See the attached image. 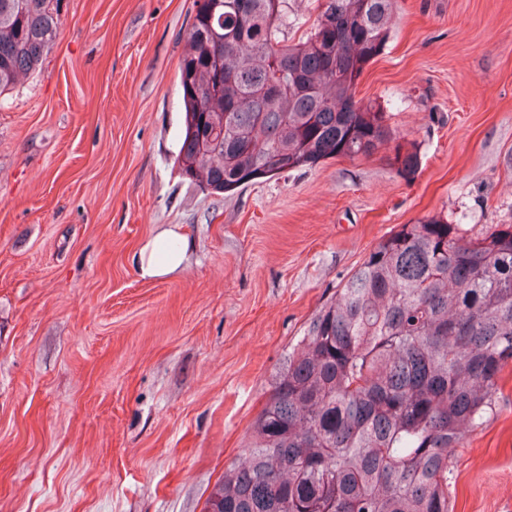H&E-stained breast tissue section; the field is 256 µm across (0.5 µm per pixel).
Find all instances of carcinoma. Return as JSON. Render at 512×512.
Masks as SVG:
<instances>
[{
	"mask_svg": "<svg viewBox=\"0 0 512 512\" xmlns=\"http://www.w3.org/2000/svg\"><path fill=\"white\" fill-rule=\"evenodd\" d=\"M53 0H0V95L41 65ZM397 0H318L298 41L286 0H195L179 60L181 175L215 193L382 149L419 169L356 99ZM512 365V225L467 237L428 217L381 241L283 356L205 512H451L450 463Z\"/></svg>",
	"mask_w": 512,
	"mask_h": 512,
	"instance_id": "carcinoma-1",
	"label": "carcinoma"
}]
</instances>
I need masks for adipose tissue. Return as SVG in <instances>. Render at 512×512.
Returning a JSON list of instances; mask_svg holds the SVG:
<instances>
[{
    "instance_id": "obj_1",
    "label": "adipose tissue",
    "mask_w": 512,
    "mask_h": 512,
    "mask_svg": "<svg viewBox=\"0 0 512 512\" xmlns=\"http://www.w3.org/2000/svg\"><path fill=\"white\" fill-rule=\"evenodd\" d=\"M188 247L187 237L177 228H163L134 253L133 261L141 278L167 277L182 269Z\"/></svg>"
}]
</instances>
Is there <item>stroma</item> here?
I'll list each match as a JSON object with an SVG mask.
<instances>
[{"label": "stroma", "instance_id": "stroma-1", "mask_svg": "<svg viewBox=\"0 0 512 512\" xmlns=\"http://www.w3.org/2000/svg\"><path fill=\"white\" fill-rule=\"evenodd\" d=\"M0 96V512H204L271 375L402 225L512 224V0H398L356 96L420 150L214 194L174 165L194 0H60ZM182 270L141 279L163 227ZM453 512H512V367L453 460ZM168 240L176 242L177 248L171 252H163L161 245ZM188 247V239L179 232L178 227L160 229L133 255L139 276L150 280L177 273L187 259Z\"/></svg>", "mask_w": 512, "mask_h": 512}]
</instances>
